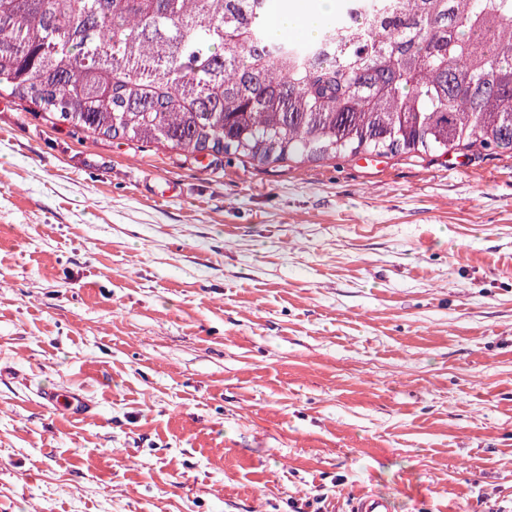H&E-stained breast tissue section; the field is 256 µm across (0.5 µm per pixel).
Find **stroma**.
I'll return each instance as SVG.
<instances>
[{
    "instance_id": "35a3bbf8",
    "label": "stroma",
    "mask_w": 512,
    "mask_h": 512,
    "mask_svg": "<svg viewBox=\"0 0 512 512\" xmlns=\"http://www.w3.org/2000/svg\"><path fill=\"white\" fill-rule=\"evenodd\" d=\"M363 492L512 512V156L194 161L1 93L0 512Z\"/></svg>"
}]
</instances>
